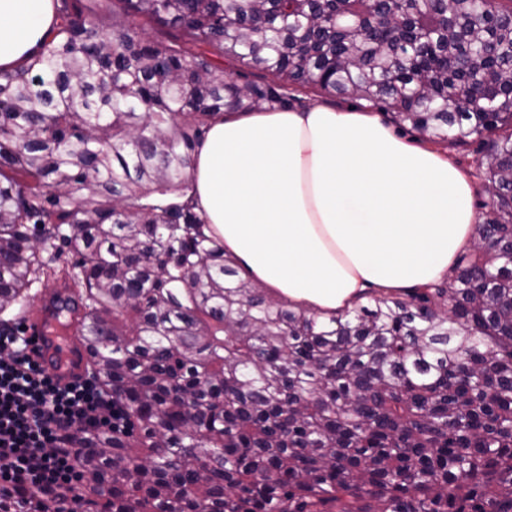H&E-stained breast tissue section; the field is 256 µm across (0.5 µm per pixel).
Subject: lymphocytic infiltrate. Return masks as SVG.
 <instances>
[{"label":"lymphocytic infiltrate","mask_w":512,"mask_h":512,"mask_svg":"<svg viewBox=\"0 0 512 512\" xmlns=\"http://www.w3.org/2000/svg\"><path fill=\"white\" fill-rule=\"evenodd\" d=\"M23 333L18 324L0 329V483L31 491L19 510L39 512L37 491L75 501L81 451L71 433H122L128 418L93 377L62 385L32 363Z\"/></svg>","instance_id":"1"}]
</instances>
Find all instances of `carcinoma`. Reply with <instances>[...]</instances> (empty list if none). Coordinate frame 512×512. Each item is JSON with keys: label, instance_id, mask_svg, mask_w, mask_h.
I'll return each instance as SVG.
<instances>
[{"label": "carcinoma", "instance_id": "cac0c4a2", "mask_svg": "<svg viewBox=\"0 0 512 512\" xmlns=\"http://www.w3.org/2000/svg\"><path fill=\"white\" fill-rule=\"evenodd\" d=\"M60 0L0 69V326L61 321L127 411L75 432L103 512H512V0ZM229 57L271 76L239 83ZM484 145L483 250L329 317L242 277L196 149L288 86ZM68 254L71 264L56 265Z\"/></svg>", "mask_w": 512, "mask_h": 512}]
</instances>
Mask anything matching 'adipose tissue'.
I'll return each mask as SVG.
<instances>
[{"label": "adipose tissue", "instance_id": "obj_1", "mask_svg": "<svg viewBox=\"0 0 512 512\" xmlns=\"http://www.w3.org/2000/svg\"><path fill=\"white\" fill-rule=\"evenodd\" d=\"M53 18V0H0V67L27 56ZM193 176L225 254L321 314L443 280L474 240L466 173L361 112L228 114L212 122Z\"/></svg>", "mask_w": 512, "mask_h": 512}]
</instances>
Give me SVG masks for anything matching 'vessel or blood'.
Returning a JSON list of instances; mask_svg holds the SVG:
<instances>
[{"label":"vessel or blood","mask_w":512,"mask_h":512,"mask_svg":"<svg viewBox=\"0 0 512 512\" xmlns=\"http://www.w3.org/2000/svg\"><path fill=\"white\" fill-rule=\"evenodd\" d=\"M55 301L52 291H44L40 303L24 319L28 355L60 383H68L85 374L88 360L72 334L57 335Z\"/></svg>","instance_id":"b4317fda"}]
</instances>
